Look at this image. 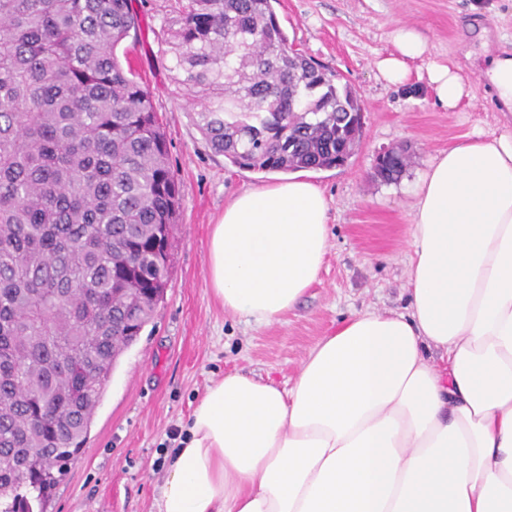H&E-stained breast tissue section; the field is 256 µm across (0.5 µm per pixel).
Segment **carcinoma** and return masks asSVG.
Segmentation results:
<instances>
[{"mask_svg":"<svg viewBox=\"0 0 512 512\" xmlns=\"http://www.w3.org/2000/svg\"><path fill=\"white\" fill-rule=\"evenodd\" d=\"M164 41L240 168H332L360 99L272 0H179ZM132 0H0V512H44L120 354L164 299L180 189L151 95L117 48ZM403 153L376 168L387 181Z\"/></svg>","mask_w":512,"mask_h":512,"instance_id":"1","label":"carcinoma"}]
</instances>
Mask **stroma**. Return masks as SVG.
<instances>
[{
    "label": "stroma",
    "instance_id": "1",
    "mask_svg": "<svg viewBox=\"0 0 512 512\" xmlns=\"http://www.w3.org/2000/svg\"><path fill=\"white\" fill-rule=\"evenodd\" d=\"M137 39L123 48L163 123L181 186L169 285L154 319L119 357L87 441L45 512H156L178 438L210 383L228 372L292 386L310 349L344 319L368 309L404 311L412 248L410 206L431 159L464 136L512 134L490 88L493 59L512 55V0H276L294 48L336 70L363 106V137L341 167L311 171L329 204L325 263L300 303L258 326L225 313L208 280L213 224L238 193L270 174L238 169L214 153L195 125L203 104L175 80L163 32L175 0H133ZM416 27L425 54L409 61L405 83L375 63L395 51L392 34ZM455 67L470 94L452 112L434 103L431 63ZM410 162L387 182L375 174L385 150Z\"/></svg>",
    "mask_w": 512,
    "mask_h": 512
}]
</instances>
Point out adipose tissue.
<instances>
[{
	"mask_svg": "<svg viewBox=\"0 0 512 512\" xmlns=\"http://www.w3.org/2000/svg\"><path fill=\"white\" fill-rule=\"evenodd\" d=\"M378 69L403 83L426 42L399 28ZM435 102L466 93L433 64ZM313 183L243 192L208 241L225 312L264 325L323 266ZM408 305L366 310L310 350L291 387L229 372L193 409L158 512H512V135L474 133L414 190Z\"/></svg>",
	"mask_w": 512,
	"mask_h": 512,
	"instance_id": "adipose-tissue-1",
	"label": "adipose tissue"
}]
</instances>
